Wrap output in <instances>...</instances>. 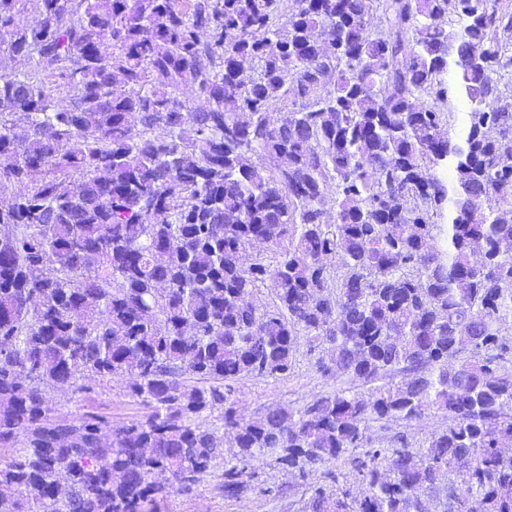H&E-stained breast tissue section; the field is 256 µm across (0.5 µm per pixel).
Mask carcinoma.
<instances>
[{
    "label": "carcinoma",
    "instance_id": "cac0c4a2",
    "mask_svg": "<svg viewBox=\"0 0 512 512\" xmlns=\"http://www.w3.org/2000/svg\"><path fill=\"white\" fill-rule=\"evenodd\" d=\"M27 2L0 0V512H155L221 460L224 496L274 497L266 452L361 486L328 470L298 512H512V5L38 0L20 25ZM303 336L369 396L243 420L226 382L287 374ZM95 377L146 419L55 414L48 387ZM431 409L425 446L364 448ZM448 426V413L445 411L431 410L425 416L410 424H395L392 422L373 423L367 430L366 436L372 443L371 446L379 448L387 446L388 441L398 432L407 436L410 446L418 448L427 441L435 432Z\"/></svg>",
    "mask_w": 512,
    "mask_h": 512
}]
</instances>
